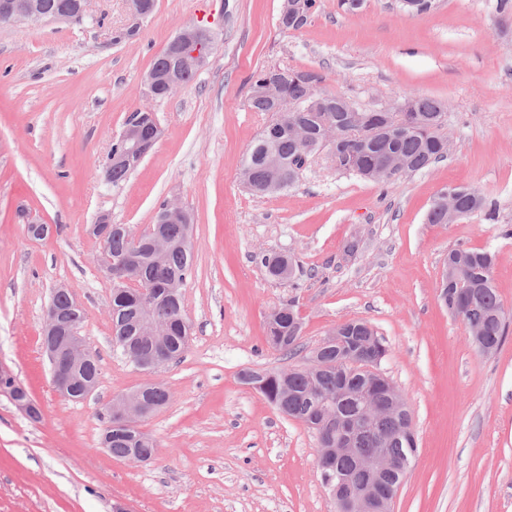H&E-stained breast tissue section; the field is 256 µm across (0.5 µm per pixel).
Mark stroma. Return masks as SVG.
<instances>
[{"label": "stroma", "mask_w": 512, "mask_h": 512, "mask_svg": "<svg viewBox=\"0 0 512 512\" xmlns=\"http://www.w3.org/2000/svg\"><path fill=\"white\" fill-rule=\"evenodd\" d=\"M307 25L282 31L283 0H157L137 36L113 43L124 0H91L80 23L0 25V365L42 408L32 421L0 392V512H337L317 467V439L280 414L245 370L289 367L265 320L294 304L312 348L337 324L370 322L389 347L380 370L411 411L418 453L393 512H512V333L478 355L465 324L438 301L449 250L494 254L492 276L512 314V19L496 0H434L406 14L397 0L354 11L317 0ZM210 21L215 45L192 82L153 98L146 76L182 27ZM318 72L357 108L407 98L442 103L448 158L378 184L311 157L296 185L259 198L240 179L243 156L271 121L248 106L261 69ZM149 108L162 139L126 181L105 165L129 115ZM448 186L497 205L452 224L427 212ZM166 202L193 218V266L183 289L190 325L181 360L146 375L112 348V281L90 231L99 215L151 224ZM52 225L30 239L19 211ZM285 254L291 279L262 260ZM83 302L79 330L99 359L95 392L53 388L41 349L54 289ZM168 404L138 422L158 447L146 464L101 443L112 395L147 378Z\"/></svg>", "instance_id": "35a3bbf8"}]
</instances>
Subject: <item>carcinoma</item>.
<instances>
[{"label": "carcinoma", "mask_w": 512, "mask_h": 512, "mask_svg": "<svg viewBox=\"0 0 512 512\" xmlns=\"http://www.w3.org/2000/svg\"><path fill=\"white\" fill-rule=\"evenodd\" d=\"M283 82L281 103L275 118L267 124L255 139L242 160V166L253 171L254 181L250 192L259 197L273 195L292 187L303 168L298 152L300 148L291 134L295 121L305 123L313 135L310 154L323 151L331 154L336 167L353 172L366 179L385 153L400 154L406 162L405 173H413L445 158L448 138L440 133L444 110L431 98L418 96L413 112H386L362 110L359 115L365 122L358 123L354 113L347 112V98L341 94L325 93L312 89V84L322 81L321 75L310 70L270 66L261 70L252 80L248 106L254 112H271V104L262 94L263 83ZM279 157L282 168L271 170L266 165L268 155ZM439 196L453 199L461 212L469 216L491 207L488 199L477 189L452 187L442 190ZM161 228L172 241V249L161 266L153 263L142 239L136 260L128 269V278L138 282L148 292L141 298L135 296L130 286L113 282L112 288V347L130 359L149 358L154 355L153 345L147 336L140 335L139 322L149 309L177 325L176 335L170 338L167 361L181 357L186 348L188 328L179 326L184 314L183 297L164 299V289L172 279L186 280L193 264V252L181 247L184 228L180 224H163ZM132 242L129 230L112 233L109 251L114 257L129 253ZM447 259L455 261L448 274V286L441 289V303L453 317L468 322L479 319L484 323L488 342L501 346L508 328V316L502 306L491 277L493 257L485 251L455 248L448 251ZM366 321L349 320L340 327L345 336L339 345H323L318 352L324 369L316 381L317 393L311 394V380L294 367L282 371L259 374L242 373L245 383L262 382V396L280 413L289 417L313 416L321 420L320 406L325 400L336 398V384L344 379L353 386H361L367 380V372L353 366L358 359L359 336ZM302 323L294 306H282L271 313L266 321V341L282 355L292 358L305 352L302 343ZM397 426L380 424L375 431L360 435L358 448L362 454L371 455L380 448L388 449L395 470L387 477V483L399 490L409 460L417 452L415 432L402 442L385 443L380 433H393ZM156 441L149 435L138 440L116 429L112 431V447L108 452L114 458L136 451L149 459L153 456Z\"/></svg>", "instance_id": "carcinoma-1"}]
</instances>
